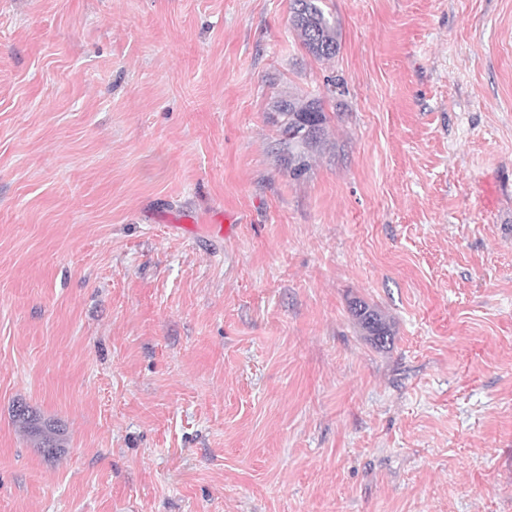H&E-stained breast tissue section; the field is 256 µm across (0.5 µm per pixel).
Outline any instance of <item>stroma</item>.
<instances>
[{
  "label": "stroma",
  "mask_w": 512,
  "mask_h": 512,
  "mask_svg": "<svg viewBox=\"0 0 512 512\" xmlns=\"http://www.w3.org/2000/svg\"><path fill=\"white\" fill-rule=\"evenodd\" d=\"M325 4L0 0V512H512V0ZM291 27L302 47L318 60L336 58L340 32L336 19L325 10L323 0H291ZM281 138L278 154L288 165V173L293 178L304 176L310 169L311 154L324 142L327 116L323 102L319 98L289 97L277 105ZM314 125L313 131L307 129ZM362 331L370 336L372 343L377 348H384L392 342V331L382 314L374 307L363 301H355L351 307ZM27 409V413L13 412V418L22 432L34 441L37 448L48 455L56 454L62 448L61 436L64 433L59 421L43 419L40 414L23 402L17 403ZM19 407L18 411L24 408Z\"/></svg>",
  "instance_id": "1"
}]
</instances>
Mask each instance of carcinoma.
Wrapping results in <instances>:
<instances>
[{
    "label": "carcinoma",
    "mask_w": 512,
    "mask_h": 512,
    "mask_svg": "<svg viewBox=\"0 0 512 512\" xmlns=\"http://www.w3.org/2000/svg\"><path fill=\"white\" fill-rule=\"evenodd\" d=\"M290 23L308 54L317 60L336 58L341 47L340 32L336 19L325 10L323 0H291ZM277 109L276 124L281 135L278 154L288 165V173L298 179L311 169V154L326 137L327 116L323 102L307 96L290 97L280 102ZM351 311L375 347L384 348L391 344V328L376 308L355 301ZM13 418L42 452L54 455L59 451L64 433L60 422L44 419L30 407L25 413H13Z\"/></svg>",
    "instance_id": "1"
}]
</instances>
